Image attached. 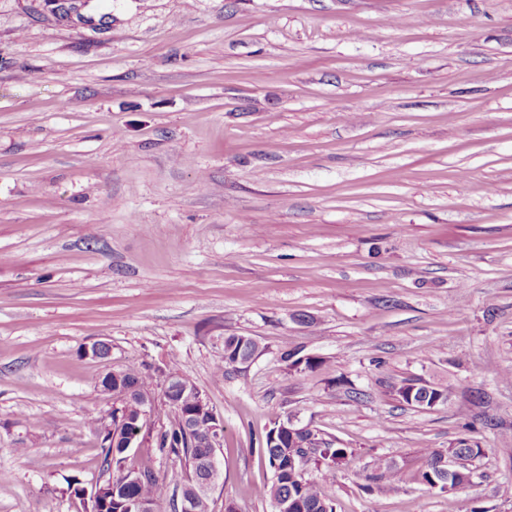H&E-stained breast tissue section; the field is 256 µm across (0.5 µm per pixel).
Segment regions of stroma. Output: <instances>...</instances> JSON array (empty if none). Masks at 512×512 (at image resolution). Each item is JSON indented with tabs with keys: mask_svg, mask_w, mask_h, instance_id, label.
Here are the masks:
<instances>
[{
	"mask_svg": "<svg viewBox=\"0 0 512 512\" xmlns=\"http://www.w3.org/2000/svg\"><path fill=\"white\" fill-rule=\"evenodd\" d=\"M67 5L0 0V512H82L99 378L131 365L223 420L212 512H272L286 419L353 450L335 512H512V0ZM225 336L265 352L219 380ZM461 438L472 485L413 481ZM135 461L173 512L184 470ZM411 390H414V395L416 398L419 396V398L423 400L426 398L433 399L435 397H439L442 400H447L448 396L444 389L422 385L412 380L403 381L395 392L397 397L402 402L408 403V400L406 399V394Z\"/></svg>",
	"mask_w": 512,
	"mask_h": 512,
	"instance_id": "obj_1",
	"label": "stroma"
}]
</instances>
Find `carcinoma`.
Returning a JSON list of instances; mask_svg holds the SVG:
<instances>
[{"label":"carcinoma","mask_w":512,"mask_h":512,"mask_svg":"<svg viewBox=\"0 0 512 512\" xmlns=\"http://www.w3.org/2000/svg\"><path fill=\"white\" fill-rule=\"evenodd\" d=\"M262 353L257 343L250 341L241 344L235 336L224 337V353L219 356L214 367V376L224 377L230 369L239 367L237 358L248 356L258 357ZM289 367L297 372L313 371L322 367L325 361L320 358H302L295 353L284 355ZM159 386V375L148 370L128 367L124 370L121 381H112L115 393L112 398L120 402V407L111 414L108 425L95 418L92 428L101 439L104 471L112 481V498L108 504L101 505L105 512H128L127 501L133 497L145 499L154 503L159 501V479L149 477L136 485L125 482L121 474L127 458L128 448L125 442L139 439V432L146 426L138 419V403L144 393ZM176 399L178 405L169 408L165 430L161 432L156 448L172 462L185 470L186 480L181 491L192 496L193 512H212L210 507L211 487L209 479V459L212 449L203 447L206 440L204 428L199 425L198 416L208 401L199 387L183 374L175 373ZM414 391L421 398L447 399L445 390L437 387L422 385L412 380H405L396 389V395L401 401H406V394ZM312 446L318 449V454L309 462L311 471H305L290 464V454L293 450ZM451 450L467 461H474L483 455V448L465 439L457 442ZM262 453L267 458L273 471L271 483L261 486L259 496L270 501L298 499L303 504V512H334L325 497L321 494L320 483L334 476L336 466L343 463L351 451L341 448L331 441L324 439L314 431H306L297 435V441H273L271 435H266ZM425 465L412 475V479L422 485L432 482V476L438 473L441 453L437 450L424 449ZM375 480L378 489L383 490L400 480L399 471L386 460L380 459L375 464Z\"/></svg>","instance_id":"obj_1"}]
</instances>
